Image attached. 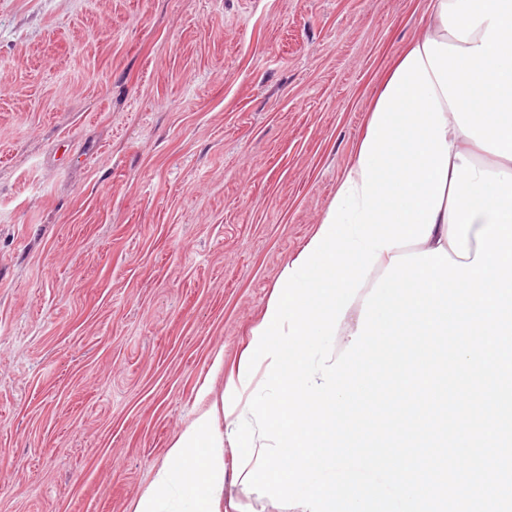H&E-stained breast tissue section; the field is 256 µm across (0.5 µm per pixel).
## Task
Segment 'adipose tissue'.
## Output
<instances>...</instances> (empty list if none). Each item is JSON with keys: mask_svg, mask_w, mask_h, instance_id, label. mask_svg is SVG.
Wrapping results in <instances>:
<instances>
[{"mask_svg": "<svg viewBox=\"0 0 512 512\" xmlns=\"http://www.w3.org/2000/svg\"><path fill=\"white\" fill-rule=\"evenodd\" d=\"M426 16L411 46L434 83L451 153L512 174V0H427ZM210 393L202 382L205 406L171 442L135 512H242L224 494L221 425L236 421L247 395L234 370L218 401Z\"/></svg>", "mask_w": 512, "mask_h": 512, "instance_id": "adipose-tissue-1", "label": "adipose tissue"}]
</instances>
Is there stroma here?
I'll return each mask as SVG.
<instances>
[{
    "label": "stroma",
    "mask_w": 512,
    "mask_h": 512,
    "mask_svg": "<svg viewBox=\"0 0 512 512\" xmlns=\"http://www.w3.org/2000/svg\"><path fill=\"white\" fill-rule=\"evenodd\" d=\"M426 0H0V512H134Z\"/></svg>",
    "instance_id": "1"
}]
</instances>
